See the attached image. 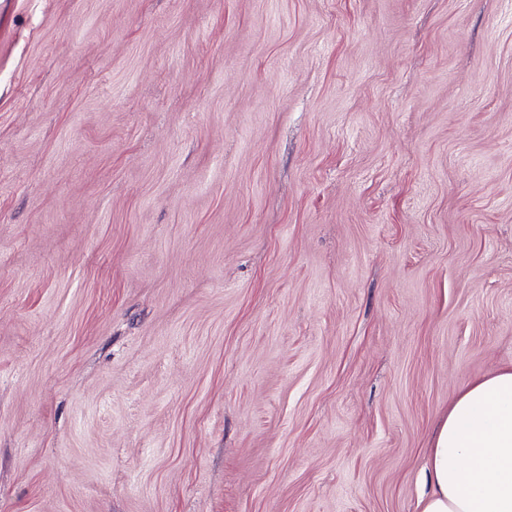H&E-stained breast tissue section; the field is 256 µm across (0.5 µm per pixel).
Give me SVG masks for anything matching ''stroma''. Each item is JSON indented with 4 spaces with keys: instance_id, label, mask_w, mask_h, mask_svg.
<instances>
[{
    "instance_id": "1",
    "label": "stroma",
    "mask_w": 512,
    "mask_h": 512,
    "mask_svg": "<svg viewBox=\"0 0 512 512\" xmlns=\"http://www.w3.org/2000/svg\"><path fill=\"white\" fill-rule=\"evenodd\" d=\"M512 364V0H0V512H417Z\"/></svg>"
}]
</instances>
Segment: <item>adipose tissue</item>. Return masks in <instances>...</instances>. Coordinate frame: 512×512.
<instances>
[{
    "instance_id": "ef3b65f1",
    "label": "adipose tissue",
    "mask_w": 512,
    "mask_h": 512,
    "mask_svg": "<svg viewBox=\"0 0 512 512\" xmlns=\"http://www.w3.org/2000/svg\"><path fill=\"white\" fill-rule=\"evenodd\" d=\"M425 470L418 512H512V365L458 392Z\"/></svg>"
}]
</instances>
